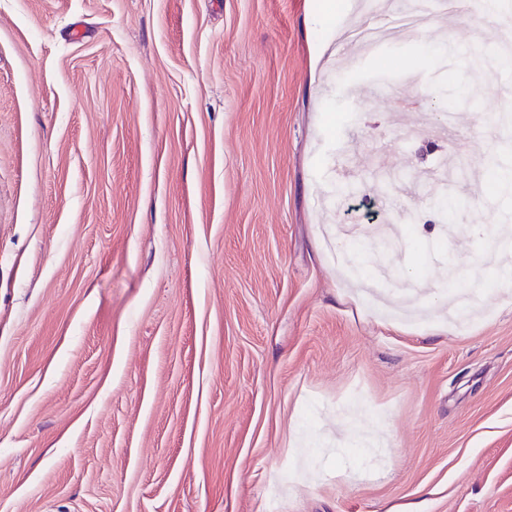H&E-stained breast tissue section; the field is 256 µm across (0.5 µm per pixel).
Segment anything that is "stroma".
Listing matches in <instances>:
<instances>
[{
    "label": "stroma",
    "instance_id": "1",
    "mask_svg": "<svg viewBox=\"0 0 512 512\" xmlns=\"http://www.w3.org/2000/svg\"><path fill=\"white\" fill-rule=\"evenodd\" d=\"M346 2L0 0V512H512V15L335 58Z\"/></svg>",
    "mask_w": 512,
    "mask_h": 512
}]
</instances>
